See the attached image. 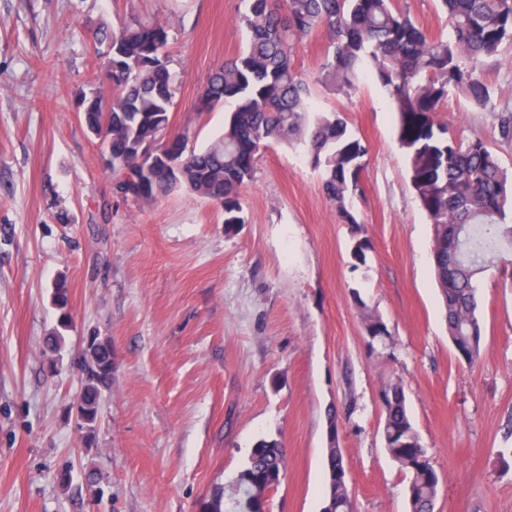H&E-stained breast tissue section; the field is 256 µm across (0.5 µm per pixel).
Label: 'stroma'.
<instances>
[{"instance_id":"stroma-1","label":"stroma","mask_w":512,"mask_h":512,"mask_svg":"<svg viewBox=\"0 0 512 512\" xmlns=\"http://www.w3.org/2000/svg\"><path fill=\"white\" fill-rule=\"evenodd\" d=\"M429 36L451 20L439 0H394ZM242 0H0V512H201L232 497L253 445L278 439L285 477L268 512H321L326 450L347 465L354 512H409V476L382 438L385 386L400 384L444 476L435 512H512V270L477 279L480 360L460 361L433 276L432 229L412 189L396 114L365 79L344 97L318 81L331 46L320 28L293 64L311 99L367 147L354 199L370 249L350 256L320 176L297 148L269 147L241 191L245 221L184 191L145 205L115 195L80 93H109L99 27L167 20L176 94L170 128L203 148L224 107L197 109L207 77L240 54ZM490 91L450 92L437 114L460 141L480 138L512 172L498 115L512 109V43L465 60ZM68 288L59 360L43 350ZM371 310L390 335L369 343ZM112 343V386L93 433L76 414L91 333ZM70 466L72 483L54 479ZM97 486H88L87 471Z\"/></svg>"}]
</instances>
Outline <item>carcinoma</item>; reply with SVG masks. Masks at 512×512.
I'll return each instance as SVG.
<instances>
[{
	"instance_id": "cac0c4a2",
	"label": "carcinoma",
	"mask_w": 512,
	"mask_h": 512,
	"mask_svg": "<svg viewBox=\"0 0 512 512\" xmlns=\"http://www.w3.org/2000/svg\"><path fill=\"white\" fill-rule=\"evenodd\" d=\"M241 21L250 34L246 49L213 71L197 109L209 112L231 100L224 131L202 150L188 147L187 134H168L175 97L169 68L167 21L131 18L117 30L103 29L97 43L112 41L115 93L79 97L89 129L102 133L112 154L117 195L153 203L180 188L197 197L224 201L225 229L245 223L240 190L254 177L261 150L284 143L302 146L320 175L325 194L345 224L354 225L351 257L366 263L368 240L353 208L367 149L347 132L337 113L318 110L308 83L294 70L297 41L324 28L332 39L319 81L348 95L372 77L392 100L397 137L405 149L414 194L433 226L435 279L447 313L448 335L458 358L471 365L481 356L476 274L494 260L507 262L512 247V188L497 156L480 138L466 144L448 137L437 120L452 90L482 105L487 85L463 67V59L496 55L512 41V0H440L451 19L446 37H430L393 0H245ZM152 140L163 152L186 159L182 176L157 165L137 169V147ZM60 327L69 325L64 283L55 284ZM366 335L383 341L390 332L381 317L364 314ZM83 389L78 413L93 432L103 391L112 385V345L94 334L82 362ZM384 446L410 478L411 512H433L443 476L432 465L413 426L404 390H382ZM343 454L331 442L326 455L324 503L333 512H353ZM285 451L276 439H261L235 479L226 503L214 493L205 512H266L270 491L284 472Z\"/></svg>"
}]
</instances>
